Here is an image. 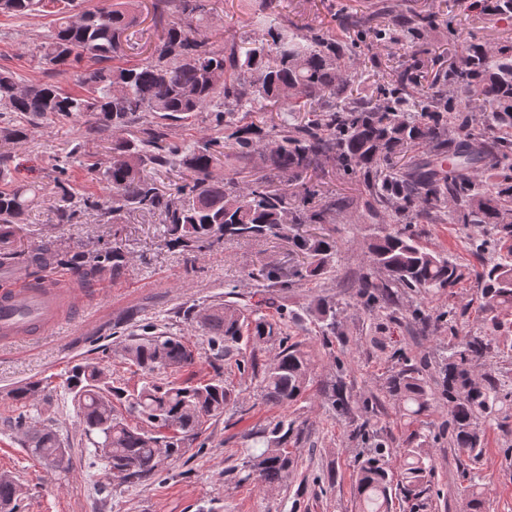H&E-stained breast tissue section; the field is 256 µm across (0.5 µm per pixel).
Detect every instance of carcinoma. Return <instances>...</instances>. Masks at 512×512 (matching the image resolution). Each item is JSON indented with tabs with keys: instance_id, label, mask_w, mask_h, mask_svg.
<instances>
[{
	"instance_id": "obj_1",
	"label": "carcinoma",
	"mask_w": 512,
	"mask_h": 512,
	"mask_svg": "<svg viewBox=\"0 0 512 512\" xmlns=\"http://www.w3.org/2000/svg\"><path fill=\"white\" fill-rule=\"evenodd\" d=\"M143 0H99L77 11L74 0H0V16L26 17L42 12L50 27L36 46L40 63L73 68L86 58L94 67L77 78L80 92L57 83H28L15 72L0 68V141L19 144L43 122L89 116L105 129L125 130L138 117L146 118L141 135L117 137L107 158L87 164L88 172L106 183V203L74 190L65 179L74 147L54 159L56 182L63 205L57 218L68 223L82 207L106 206L117 217L124 211L157 212L164 218L168 244L201 253L221 240H251L282 233L287 227L332 223L331 213L353 200L332 197L315 201L317 182L312 172L319 158L330 156L336 168L357 179L368 192L369 210L382 214L387 228L369 244L370 265L387 273L384 280L363 277L358 291L361 306L369 312H386L398 306L402 295H433L455 287L461 268L424 246L412 233V224L488 226L490 236L470 237L471 252L480 261L477 273L484 311L492 317L474 331L458 337L464 317L450 309L439 315L448 324L442 392L450 406L448 435L457 458L476 460L483 450L484 425L503 428L512 420V387L485 374L475 377L479 361L497 350L500 328L495 312L512 309V44L490 46L464 43L459 58L447 63L439 57L430 64L416 58L394 70L375 95L354 94L356 79L344 71V61L371 36L390 47H416L424 32L448 23L430 10L405 11L401 0L383 5L387 21L373 24L375 15H353L341 8L328 26L307 25L287 32L269 27L260 37L211 47L193 35V22L208 14L203 0H152L154 20L165 23L149 55L141 63L124 65L125 48L131 47L140 25ZM463 11L498 21H512V0H460ZM478 102L486 112L485 131L471 127L467 105ZM288 108L308 112L313 118L293 124H271L270 129L245 124L240 112H271ZM197 112H212L216 125L228 131L186 147L166 141L164 121L179 120ZM258 157L271 172H286L300 182L295 197L258 179L245 188L228 174L218 176L219 162L227 168ZM11 156L0 154V266L14 263L21 253L13 247L16 225L39 202L40 187L22 182L9 168ZM184 168L173 191L160 192L150 171ZM304 255L289 276L302 285L318 281L335 269L336 237L293 236ZM37 269L64 265L81 281L90 283L106 273L121 277L127 258L121 246L90 251L61 252L44 240L26 255ZM266 287L286 286L284 273L267 265L257 272ZM339 309L321 299L315 317L323 342L336 336ZM208 336L213 362L239 359L249 345L276 342V360L260 369L263 403L286 406L302 398L310 383L312 354L301 342H292L285 320L269 319L255 308L230 301L212 305L194 315ZM124 359L144 376L130 389L104 364L79 363L71 367L64 388L77 407L79 423L105 477L125 473V482L137 484L154 476L168 460L180 457L200 438L205 425L224 414L231 390L217 372L195 383L162 379L170 370H191L202 355L182 336L144 332L123 348ZM383 389L406 418L419 422L430 409L428 382L422 369L405 363L385 380ZM41 381H32L12 394L20 431L31 453L58 469H66L65 447L57 430L37 425L31 407L45 399ZM303 429L286 420L252 434L243 469V482L261 487L281 484L293 470L290 447L299 443ZM410 433L401 449L399 480H394L387 450L381 446L356 461V492L360 512H390L393 493L420 497L423 483L434 466L413 446ZM20 487L0 479V512H19ZM487 493L472 478L466 488L465 512H486Z\"/></svg>"
}]
</instances>
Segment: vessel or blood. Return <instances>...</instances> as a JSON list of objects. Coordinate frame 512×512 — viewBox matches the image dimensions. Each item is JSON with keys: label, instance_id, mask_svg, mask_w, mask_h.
<instances>
[{"label": "vessel or blood", "instance_id": "obj_1", "mask_svg": "<svg viewBox=\"0 0 512 512\" xmlns=\"http://www.w3.org/2000/svg\"><path fill=\"white\" fill-rule=\"evenodd\" d=\"M86 294L74 274L48 269L36 278L21 277L0 290V347L64 333L84 310Z\"/></svg>", "mask_w": 512, "mask_h": 512}]
</instances>
